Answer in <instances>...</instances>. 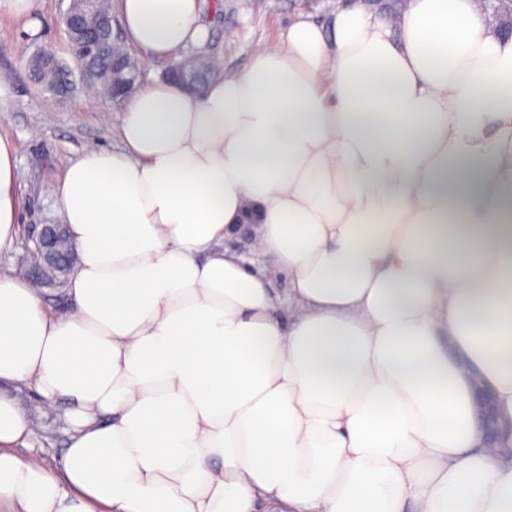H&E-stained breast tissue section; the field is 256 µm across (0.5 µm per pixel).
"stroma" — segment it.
Here are the masks:
<instances>
[{"label":"stroma","mask_w":512,"mask_h":512,"mask_svg":"<svg viewBox=\"0 0 512 512\" xmlns=\"http://www.w3.org/2000/svg\"><path fill=\"white\" fill-rule=\"evenodd\" d=\"M407 0H201L199 22L207 28L205 45H190L183 56L205 53L218 59L224 74L243 69L252 49L277 43L289 22L304 14L328 22L337 8L354 3L382 16H392ZM69 0H32L30 13L0 11V137L15 149L22 228L34 224L61 223L53 187L67 165L84 148L97 144L118 148L116 117L120 104L90 100L75 89L66 101H58L31 78L26 59L34 51H54L71 61L70 46L60 23ZM38 21L37 34H30V21ZM15 396L32 420L31 436L19 451L53 464L68 444L66 425L47 413L41 399L29 388Z\"/></svg>","instance_id":"35a3bbf8"}]
</instances>
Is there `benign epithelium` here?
I'll use <instances>...</instances> for the list:
<instances>
[{
	"mask_svg": "<svg viewBox=\"0 0 512 512\" xmlns=\"http://www.w3.org/2000/svg\"><path fill=\"white\" fill-rule=\"evenodd\" d=\"M95 0H72L63 13L61 22L68 40L80 43L81 59L98 76L114 77L110 98L116 102L140 84L142 71L130 67V55L108 54L104 41L112 38V22L92 14L91 4ZM165 77L193 93L199 89L200 77L195 71L182 66L165 71ZM27 246L30 265L27 274L41 285H55L72 273L75 253L67 244L64 226L41 224L28 232ZM479 421L484 435L491 442L498 437V420L491 393L484 387L477 388Z\"/></svg>",
	"mask_w": 512,
	"mask_h": 512,
	"instance_id": "7a95c632",
	"label": "benign epithelium"
}]
</instances>
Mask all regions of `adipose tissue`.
Returning <instances> with one entry per match:
<instances>
[{
	"label": "adipose tissue",
	"instance_id": "obj_1",
	"mask_svg": "<svg viewBox=\"0 0 512 512\" xmlns=\"http://www.w3.org/2000/svg\"><path fill=\"white\" fill-rule=\"evenodd\" d=\"M119 12L153 59L207 38L197 0ZM119 137L56 185L65 311L0 271V384L70 436L19 453L0 393V512H512L468 377L512 418V36L479 0L297 18L200 94L131 93ZM14 394L24 412L33 421V433L18 451L24 455H33L46 464L52 465L68 444L66 425L56 414H48L41 399L29 388L14 390Z\"/></svg>",
	"mask_w": 512,
	"mask_h": 512
}]
</instances>
